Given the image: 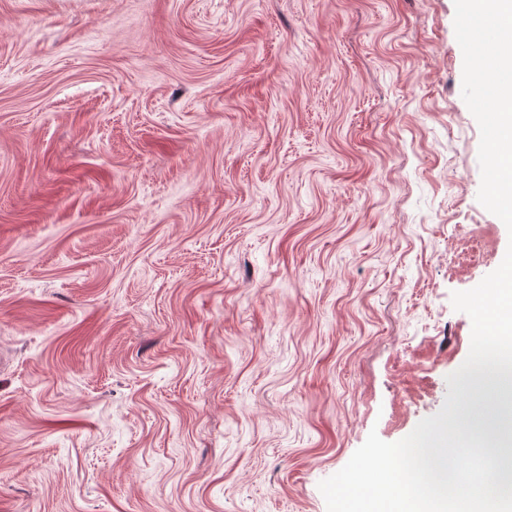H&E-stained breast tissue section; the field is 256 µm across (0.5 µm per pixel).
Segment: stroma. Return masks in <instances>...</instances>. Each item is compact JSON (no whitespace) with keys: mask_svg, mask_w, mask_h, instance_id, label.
Here are the masks:
<instances>
[{"mask_svg":"<svg viewBox=\"0 0 512 512\" xmlns=\"http://www.w3.org/2000/svg\"><path fill=\"white\" fill-rule=\"evenodd\" d=\"M454 15L0 0V512H327L440 411L512 244Z\"/></svg>","mask_w":512,"mask_h":512,"instance_id":"1","label":"stroma"}]
</instances>
